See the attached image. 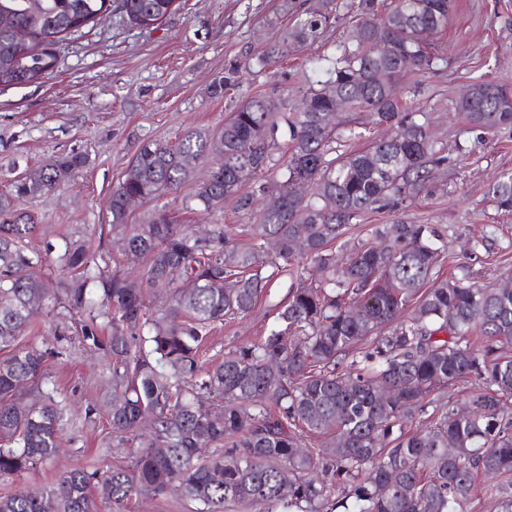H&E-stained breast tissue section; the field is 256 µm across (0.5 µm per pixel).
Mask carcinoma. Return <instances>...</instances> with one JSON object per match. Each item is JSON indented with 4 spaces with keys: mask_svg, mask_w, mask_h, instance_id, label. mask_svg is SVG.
Listing matches in <instances>:
<instances>
[{
    "mask_svg": "<svg viewBox=\"0 0 512 512\" xmlns=\"http://www.w3.org/2000/svg\"><path fill=\"white\" fill-rule=\"evenodd\" d=\"M110 2L0 0V88L51 74L57 44ZM175 2L121 0L120 9L153 31ZM379 5L350 4L329 78L307 88L293 111L250 98L216 133L188 129L173 144L138 146L112 190V224L98 225L126 256L146 259L138 273L111 271L102 245L67 239L63 287L34 273L41 259L25 244L39 225L19 203L71 179L84 167L81 155L57 156L0 195V480L48 463L73 416L45 369L54 351L19 345L37 313L57 317V343L75 332L109 364L111 389L85 406L84 419H105L112 439L130 448L123 467L66 470L49 486L0 497V512H122L172 485L198 512L246 504L256 512H460L480 475L497 512H512V415L503 405L512 397V288L480 285L467 273L433 276L448 256L433 224L396 221L343 240L360 214L431 194L430 173L448 160L424 113L401 105L398 84L433 68L427 38L448 28L454 0H397L384 12ZM305 15L255 56L258 65L318 41L330 15ZM378 34L393 41L387 57L371 52ZM471 87L473 97L454 107L469 129L512 126L511 80ZM339 100L395 132L336 152V126L325 117ZM204 161L210 171L192 199L206 210L229 201L251 217L246 242L226 224L199 235L162 207L129 223L128 198L158 200ZM299 179L310 183L305 195ZM249 182L254 188L243 190ZM272 187L277 205L255 210ZM490 192L512 209V173ZM283 272L287 293L267 334L228 348L217 365L203 360L217 325L247 317ZM60 308L87 318L74 326ZM472 376L484 385L468 409L447 405L442 391ZM416 419L425 430L407 433Z\"/></svg>",
    "mask_w": 512,
    "mask_h": 512,
    "instance_id": "obj_1",
    "label": "carcinoma"
}]
</instances>
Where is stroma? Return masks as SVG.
Returning a JSON list of instances; mask_svg holds the SVG:
<instances>
[{
	"label": "stroma",
	"mask_w": 512,
	"mask_h": 512,
	"mask_svg": "<svg viewBox=\"0 0 512 512\" xmlns=\"http://www.w3.org/2000/svg\"><path fill=\"white\" fill-rule=\"evenodd\" d=\"M177 3L150 32L112 10L58 45L57 67L46 78L0 89V194L54 156L74 151L86 158L54 195L21 205L39 226L30 246L41 254L37 272L49 286L62 276L64 240H89L92 227L110 222L112 188L141 142L171 144L188 129L220 130L225 114L249 97L297 107L301 88L327 80V59L344 39L343 25L331 23L303 52L241 70L238 87L215 95L211 85L223 79L230 63L261 53L296 17L284 0ZM433 42L442 49L441 60L428 73L403 79L399 95L404 105L427 112L448 162L434 170V193L401 209L362 214L346 237L364 238L373 225L396 220L434 224L448 241L441 277L467 272L481 283H503L512 279V211L498 208L489 187L512 172V128L469 132L451 112L471 83L512 79V0H455L448 28ZM192 191L187 183L164 198L179 223L247 225L229 203L212 214L197 211ZM287 286L285 277L276 278L249 316L214 331L206 359L221 362L225 349L264 335L273 323L267 309ZM46 367L77 408L100 399L109 377L107 367L76 341ZM61 445L55 461L0 481V496L45 487L65 470L122 461L127 454L103 424L80 417L65 426Z\"/></svg>",
	"instance_id": "35a3bbf8"
}]
</instances>
